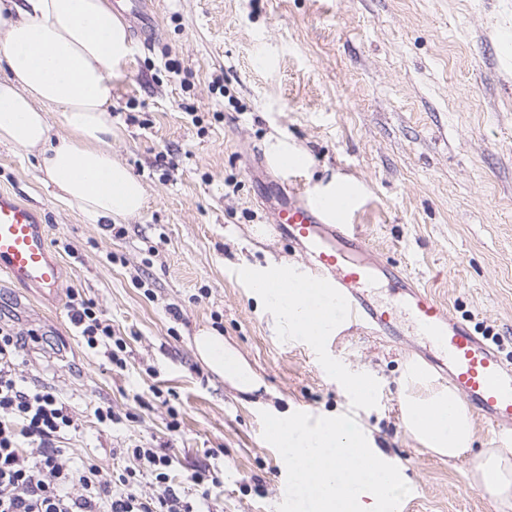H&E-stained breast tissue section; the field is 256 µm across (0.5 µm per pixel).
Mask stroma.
I'll list each match as a JSON object with an SVG mask.
<instances>
[{"label": "stroma", "instance_id": "stroma-1", "mask_svg": "<svg viewBox=\"0 0 512 512\" xmlns=\"http://www.w3.org/2000/svg\"><path fill=\"white\" fill-rule=\"evenodd\" d=\"M157 30L112 97L113 157L146 188L138 216L93 223L61 203L36 154L0 142V191L42 211L65 267L57 296L0 274V323L36 333L17 373L51 388L78 428L74 466L119 475L128 449H164L188 501L209 471L212 512H275L285 464L261 412L346 414L372 432L411 493L405 512H512L468 475L495 437L474 423L455 460L424 449L403 423L400 380L419 340L364 328L315 343L286 336L243 272L281 260L270 237L281 205L272 146L300 151L298 180L319 194L353 185L349 223L370 254L396 264L512 358V0H152ZM93 300L124 367L82 344L70 292ZM220 331L251 365L244 393L197 357ZM370 378L357 401L345 375ZM108 405L120 423L99 424Z\"/></svg>", "mask_w": 512, "mask_h": 512}]
</instances>
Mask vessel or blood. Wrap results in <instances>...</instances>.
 I'll return each mask as SVG.
<instances>
[{
  "label": "vessel or blood",
  "instance_id": "b4317fda",
  "mask_svg": "<svg viewBox=\"0 0 512 512\" xmlns=\"http://www.w3.org/2000/svg\"><path fill=\"white\" fill-rule=\"evenodd\" d=\"M125 3V16L135 27L154 30L146 0ZM283 173L286 201L273 219V231L298 246L303 256L301 278L312 288L336 295L337 323L367 324L380 335L393 336L401 320H408L422 342L417 356L444 376L454 396L501 440L512 443V360L466 321L454 317L447 303L393 267L350 260L349 251L365 245L358 227L346 221L356 197L351 188L337 189L338 203L332 208L299 186L294 168H284ZM0 273L46 297L55 296L64 279L39 207L4 191L0 192ZM378 278L391 284L392 301L370 300L368 286Z\"/></svg>",
  "mask_w": 512,
  "mask_h": 512
}]
</instances>
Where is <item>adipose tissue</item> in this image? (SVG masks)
<instances>
[{"instance_id":"obj_1","label":"adipose tissue","mask_w":512,"mask_h":512,"mask_svg":"<svg viewBox=\"0 0 512 512\" xmlns=\"http://www.w3.org/2000/svg\"><path fill=\"white\" fill-rule=\"evenodd\" d=\"M125 26L108 0H0V142L38 151L40 170L56 196L89 219L132 218L146 206L140 180L107 145L112 138L113 82L132 55ZM60 112L69 136L52 139L47 108ZM294 268L275 264L249 274L254 293L274 306L289 332L320 341L336 327V302L311 312ZM198 358L236 389H257L238 352L213 330L194 339ZM403 422L424 448L455 459L473 442L471 417L446 387L418 395L425 380L406 368ZM471 479L502 502L512 501V449L487 448Z\"/></svg>"}]
</instances>
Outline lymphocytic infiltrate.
I'll return each mask as SVG.
<instances>
[{
  "mask_svg": "<svg viewBox=\"0 0 512 512\" xmlns=\"http://www.w3.org/2000/svg\"><path fill=\"white\" fill-rule=\"evenodd\" d=\"M69 313L89 348L111 349L112 325L94 302L71 299ZM21 350L17 333L0 326V512H193L168 483L171 458L154 449H132L133 467L116 478L91 463L71 469L58 441L74 416L56 393L24 386ZM141 468L154 472L156 493L138 492Z\"/></svg>",
  "mask_w": 512,
  "mask_h": 512,
  "instance_id": "obj_1",
  "label": "lymphocytic infiltrate"
}]
</instances>
